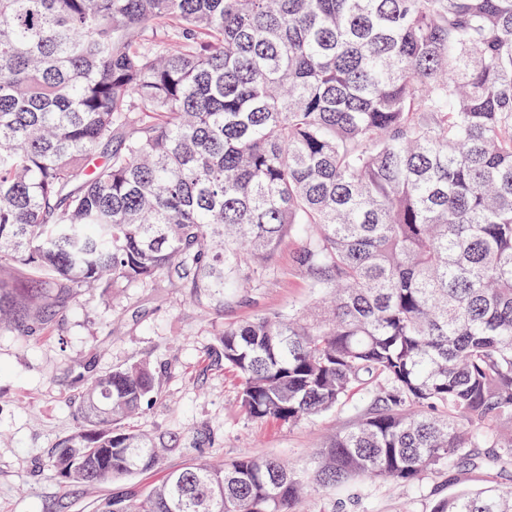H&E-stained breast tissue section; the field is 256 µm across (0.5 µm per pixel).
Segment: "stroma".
Segmentation results:
<instances>
[{
    "label": "stroma",
    "mask_w": 512,
    "mask_h": 512,
    "mask_svg": "<svg viewBox=\"0 0 512 512\" xmlns=\"http://www.w3.org/2000/svg\"><path fill=\"white\" fill-rule=\"evenodd\" d=\"M297 245L296 237L284 238L264 286L243 291L207 316L182 289L164 284L130 289L112 307L88 290L60 310L42 335L0 333V512H100L112 496L146 495L168 472L195 462L244 456L310 462L336 430L351 424L350 404L294 425L252 420L239 406L237 376L210 355L215 325L314 303L315 291L293 262ZM140 358L150 361L160 397L127 426L164 437L168 451L152 470L109 484L65 486L52 460L77 425L79 372L89 364L108 371ZM496 479L472 470L415 486L377 480L354 512H430L438 499Z\"/></svg>",
    "instance_id": "1"
}]
</instances>
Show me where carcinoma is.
<instances>
[{
  "mask_svg": "<svg viewBox=\"0 0 512 512\" xmlns=\"http://www.w3.org/2000/svg\"><path fill=\"white\" fill-rule=\"evenodd\" d=\"M306 313L215 329L252 420L354 401L307 469L240 457L103 512H332L365 479H512V0H0V332L83 289L166 282L204 311L271 275ZM66 484L153 468L125 427L147 361L91 370ZM431 512H512V484Z\"/></svg>",
  "mask_w": 512,
  "mask_h": 512,
  "instance_id": "1",
  "label": "carcinoma"
}]
</instances>
